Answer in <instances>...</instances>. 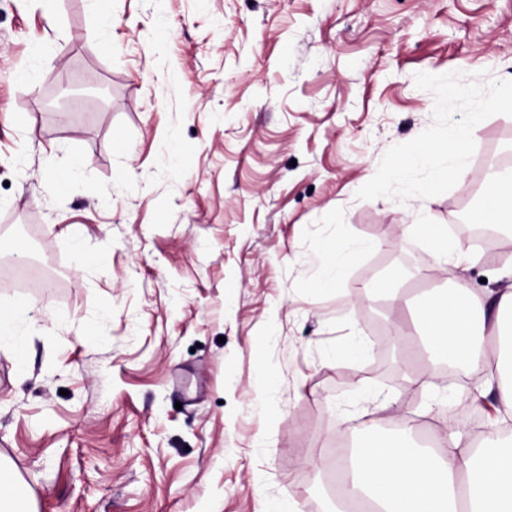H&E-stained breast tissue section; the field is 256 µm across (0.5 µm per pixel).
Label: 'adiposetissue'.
I'll list each match as a JSON object with an SVG mask.
<instances>
[{
  "instance_id": "obj_1",
  "label": "adipose tissue",
  "mask_w": 512,
  "mask_h": 512,
  "mask_svg": "<svg viewBox=\"0 0 512 512\" xmlns=\"http://www.w3.org/2000/svg\"><path fill=\"white\" fill-rule=\"evenodd\" d=\"M467 127L450 128L437 152L417 151L409 166L441 162V174L454 178L465 168ZM490 224L512 237V173L489 176L482 206ZM507 286L483 301L466 288L424 300L413 325L425 339L430 364L480 370L486 388L496 392V418L482 437L460 427L438 436L437 448H414L416 425L369 440L351 458L336 457V490L330 512L367 499L372 512H512V434L501 422L512 420V267Z\"/></svg>"
}]
</instances>
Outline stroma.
<instances>
[{
    "instance_id": "stroma-1",
    "label": "stroma",
    "mask_w": 512,
    "mask_h": 512,
    "mask_svg": "<svg viewBox=\"0 0 512 512\" xmlns=\"http://www.w3.org/2000/svg\"><path fill=\"white\" fill-rule=\"evenodd\" d=\"M105 2L0 0V463L38 512H327L305 449L448 425L380 370L399 307L504 284L511 237L429 278L421 227L512 169V0ZM461 125L462 177L404 170ZM353 254L354 249L345 244H331L322 247L317 255L324 272L319 287L325 290L335 288L336 279L342 274Z\"/></svg>"
}]
</instances>
